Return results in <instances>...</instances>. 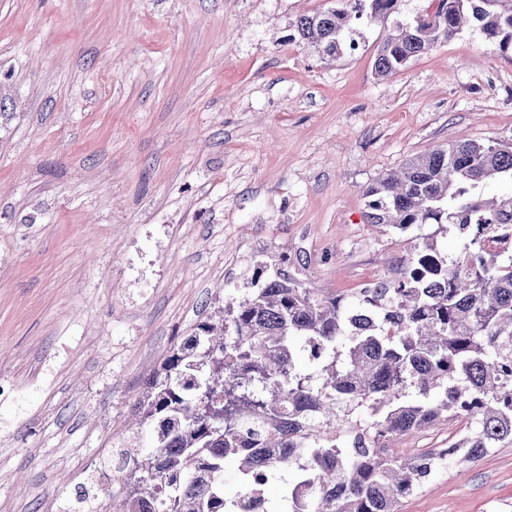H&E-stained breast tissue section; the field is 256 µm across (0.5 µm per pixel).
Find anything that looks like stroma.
Wrapping results in <instances>:
<instances>
[{
	"label": "stroma",
	"mask_w": 512,
	"mask_h": 512,
	"mask_svg": "<svg viewBox=\"0 0 512 512\" xmlns=\"http://www.w3.org/2000/svg\"><path fill=\"white\" fill-rule=\"evenodd\" d=\"M330 0H0V512H96L163 359L267 257L355 295L444 225L367 221L364 190L456 142L512 139V53L479 30L374 73L383 25L320 59ZM464 426L394 436L407 459ZM400 512H512V443Z\"/></svg>",
	"instance_id": "obj_1"
}]
</instances>
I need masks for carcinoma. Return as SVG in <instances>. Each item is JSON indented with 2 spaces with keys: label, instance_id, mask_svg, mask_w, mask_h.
Returning <instances> with one entry per match:
<instances>
[{
  "label": "carcinoma",
  "instance_id": "1",
  "mask_svg": "<svg viewBox=\"0 0 512 512\" xmlns=\"http://www.w3.org/2000/svg\"><path fill=\"white\" fill-rule=\"evenodd\" d=\"M299 16L291 40L335 60L363 25L389 23L374 70L387 77L465 27L512 49V0H432L400 19L405 0H336ZM506 192L484 198L483 184ZM367 220L401 232L446 224L467 252L434 241L402 260L404 276L356 296L320 294L278 267L235 307L207 319L146 383L136 433L151 446L127 461L114 512H244L240 500L284 481L288 512H398L431 476L430 458L474 461L512 442V253L489 257V224L512 225V139L450 144L410 159L365 191ZM371 322L352 332V316ZM309 349L311 371L298 364ZM477 407L448 448L399 460L389 440ZM364 428L344 432L349 410ZM244 485L228 498L224 470ZM293 469L291 478L284 471Z\"/></svg>",
  "mask_w": 512,
  "mask_h": 512
}]
</instances>
